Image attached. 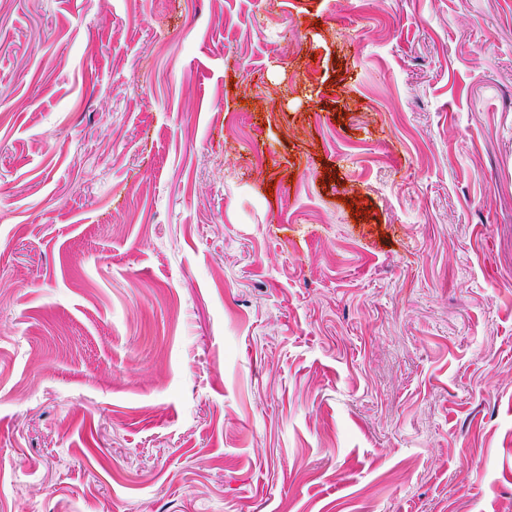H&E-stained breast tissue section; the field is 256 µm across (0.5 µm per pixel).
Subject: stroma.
Listing matches in <instances>:
<instances>
[{
  "mask_svg": "<svg viewBox=\"0 0 512 512\" xmlns=\"http://www.w3.org/2000/svg\"><path fill=\"white\" fill-rule=\"evenodd\" d=\"M0 512H512V0H0Z\"/></svg>",
  "mask_w": 512,
  "mask_h": 512,
  "instance_id": "35a3bbf8",
  "label": "stroma"
}]
</instances>
